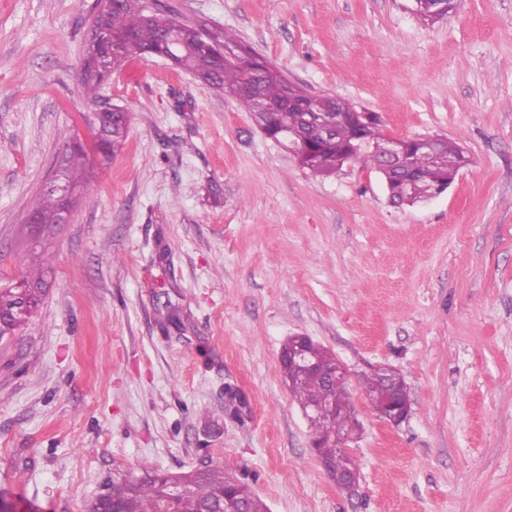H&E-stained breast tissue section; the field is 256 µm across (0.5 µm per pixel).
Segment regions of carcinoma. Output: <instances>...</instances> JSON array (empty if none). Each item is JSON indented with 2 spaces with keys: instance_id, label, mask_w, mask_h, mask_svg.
<instances>
[{
  "instance_id": "1",
  "label": "carcinoma",
  "mask_w": 512,
  "mask_h": 512,
  "mask_svg": "<svg viewBox=\"0 0 512 512\" xmlns=\"http://www.w3.org/2000/svg\"><path fill=\"white\" fill-rule=\"evenodd\" d=\"M196 28L204 30L206 26L176 20L158 2L153 3V10L149 13L145 0H118L112 8L96 12L90 29L103 36L112 35L119 41L130 36L132 43L112 53L109 60L99 59L90 47H85L80 65V87L92 95V101L97 102L103 80L126 59L138 56L147 60L169 53L174 65L191 73L203 85L233 96L244 110L250 112L254 123L264 133L274 138L283 135L292 140L301 150L297 155L299 163L312 174L324 177L342 169L355 136L363 144V151L356 161L379 166L389 141L379 129V122L373 121L358 128L340 123L334 126L330 137L318 135L314 126L305 120L304 113L282 114L275 111L285 98L306 100L310 93L287 81L278 69L234 34L225 30L218 33L210 31L206 42L200 43L191 34ZM88 126L93 138L90 148L70 136L61 135L65 142L61 173L65 182L77 192H88L93 187L92 179L80 171V166L87 165L89 153L96 155L100 166H107L126 142L129 121L124 118L122 108L114 106L107 109L102 105ZM403 145L407 159L419 172L408 186L414 199L431 196L439 185L454 178L470 162L452 139L441 142L437 149L431 151L419 148L411 138L403 140ZM59 211L58 196L44 190L32 204L30 215L39 223L51 226L58 223ZM33 256L39 261V268L35 272L23 273L21 283L39 300L47 287L44 273L48 266L44 265L46 259L43 254L35 251ZM30 316L31 313L22 310L20 289L0 290V339L15 336V331ZM282 373L290 392L303 408L330 395L324 381L315 375L301 372L286 362L282 363ZM362 384L367 395L379 399L385 398L397 385L406 387L404 381L394 380L378 370L365 377ZM318 453L321 459L336 464L338 473L356 465L348 454L338 448H320ZM169 480L170 477L159 473L148 474L136 484L125 479H112L88 506L87 512H103L114 502L122 512H161L163 487ZM191 483L189 493L177 497L171 504L177 512L219 509L224 505V494L229 491L243 497L250 512H268L266 504L252 493L248 483L226 474L222 468L209 466L193 477Z\"/></svg>"
}]
</instances>
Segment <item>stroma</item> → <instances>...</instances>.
I'll return each instance as SVG.
<instances>
[{
  "label": "stroma",
  "mask_w": 512,
  "mask_h": 512,
  "mask_svg": "<svg viewBox=\"0 0 512 512\" xmlns=\"http://www.w3.org/2000/svg\"><path fill=\"white\" fill-rule=\"evenodd\" d=\"M163 2L376 113L388 137L445 136L470 163L398 208L371 166L311 176L233 97L128 62L102 89L128 138L45 235L46 294L0 341V498L83 512L114 472L208 464L246 474L269 512H512V0H454L432 24L411 0ZM95 4L0 0V288L29 259L58 131L89 134L77 73ZM295 335L352 373L356 495L321 468L284 382ZM383 365L410 393L397 427L361 386Z\"/></svg>",
  "instance_id": "stroma-1"
}]
</instances>
